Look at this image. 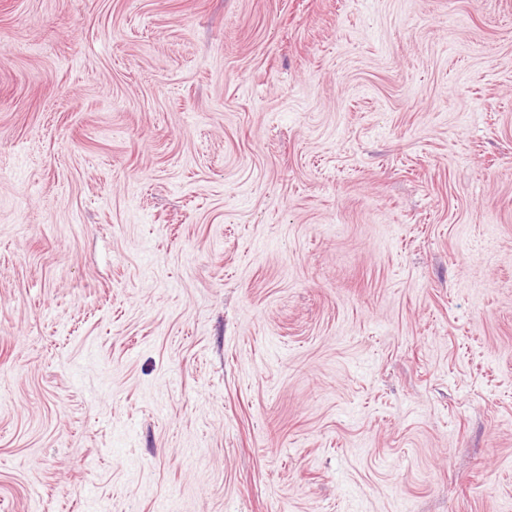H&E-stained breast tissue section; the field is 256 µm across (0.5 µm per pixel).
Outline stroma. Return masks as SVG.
Listing matches in <instances>:
<instances>
[{
  "mask_svg": "<svg viewBox=\"0 0 512 512\" xmlns=\"http://www.w3.org/2000/svg\"><path fill=\"white\" fill-rule=\"evenodd\" d=\"M0 512H512V0H0Z\"/></svg>",
  "mask_w": 512,
  "mask_h": 512,
  "instance_id": "stroma-1",
  "label": "stroma"
}]
</instances>
